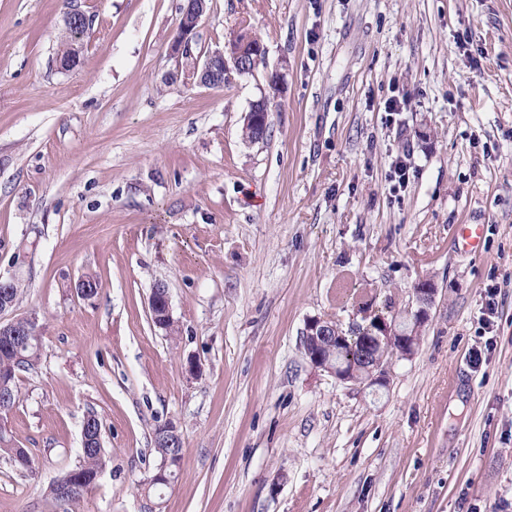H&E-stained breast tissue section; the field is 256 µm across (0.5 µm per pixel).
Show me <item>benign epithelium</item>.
<instances>
[{"mask_svg": "<svg viewBox=\"0 0 512 512\" xmlns=\"http://www.w3.org/2000/svg\"><path fill=\"white\" fill-rule=\"evenodd\" d=\"M179 31L170 46V56L176 63V72L172 77L181 79L186 85L205 88H222L231 76H246L253 74L249 61L255 56L266 55L263 42L252 32L242 29L236 33L228 47L204 53L198 50L196 30L205 11L198 6V0H183L180 7ZM269 99L262 96L251 103L244 117L245 124L258 128L268 125ZM437 288L433 281L423 279L414 289L417 309L411 313L412 321L422 325L430 317V309L435 302ZM151 320L158 328L173 320L169 289L158 282L152 288L148 299ZM38 333L37 316L34 314L18 317L5 324L0 323V339L11 341L17 336L35 335ZM324 339L336 342L344 340V334L336 324L314 317L307 320L302 333V349L310 364L336 377L342 383L373 387L377 390L389 384L390 359L373 355L367 367V375L359 381L351 378V371L344 367L333 366L324 360L317 345ZM377 341L392 345L390 355L410 357L414 354L418 340L402 333L397 321L383 324L382 335ZM181 438L178 427L168 422L158 428L156 442L162 448L175 446Z\"/></svg>", "mask_w": 512, "mask_h": 512, "instance_id": "benign-epithelium-1", "label": "benign epithelium"}]
</instances>
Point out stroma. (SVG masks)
Returning a JSON list of instances; mask_svg holds the SVG:
<instances>
[{"label": "stroma", "instance_id": "35a3bbf8", "mask_svg": "<svg viewBox=\"0 0 512 512\" xmlns=\"http://www.w3.org/2000/svg\"><path fill=\"white\" fill-rule=\"evenodd\" d=\"M70 2L0 0V275L26 283L0 321L36 314L42 343L6 422L33 469L0 456V512H61L91 413L110 463L76 512H512V0H210L203 51L267 48L217 89L168 80L182 0H78L59 70ZM425 278L379 396L309 363V318L360 320L354 291L406 312ZM168 421L183 460L148 498ZM76 2V1H74ZM66 20L73 22L74 20L82 21L85 25L75 27H65L64 32L61 35L56 59L58 64L60 62L72 61L78 55L82 54L83 49V37L86 33V29L92 24L91 16L88 15L81 6L76 2L71 5L69 12L66 14ZM484 227L480 224L458 225L455 239L467 251H476L482 242ZM437 288L433 281L423 279L414 289V297L417 309L411 313L413 322L418 325L425 324L430 317V309L435 302ZM148 306L151 320L158 328L163 329L164 324L174 320L169 289L164 283L158 282L154 285L149 295ZM158 429V432L156 434V441H155V433ZM181 438V435L179 433L178 427L173 422H168L158 428L155 427L153 430V443H154V452L161 461L163 456L165 454L173 453V446H175ZM156 442L159 448H156Z\"/></svg>", "mask_w": 512, "mask_h": 512}]
</instances>
